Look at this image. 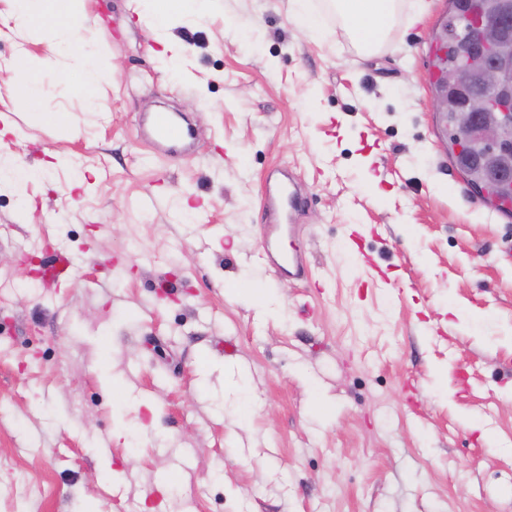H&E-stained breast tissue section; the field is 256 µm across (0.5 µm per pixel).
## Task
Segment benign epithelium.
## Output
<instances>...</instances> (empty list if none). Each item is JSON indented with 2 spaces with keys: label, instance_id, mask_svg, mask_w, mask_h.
<instances>
[{
  "label": "benign epithelium",
  "instance_id": "1",
  "mask_svg": "<svg viewBox=\"0 0 512 512\" xmlns=\"http://www.w3.org/2000/svg\"><path fill=\"white\" fill-rule=\"evenodd\" d=\"M471 53L464 67L448 68V21L429 44L437 91L434 111H457L452 147L460 151L476 135L484 143L497 177L476 187L481 200L497 201L499 178L512 174V0H493L482 13L471 16Z\"/></svg>",
  "mask_w": 512,
  "mask_h": 512
}]
</instances>
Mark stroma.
I'll use <instances>...</instances> for the list:
<instances>
[{"instance_id":"stroma-1","label":"stroma","mask_w":512,"mask_h":512,"mask_svg":"<svg viewBox=\"0 0 512 512\" xmlns=\"http://www.w3.org/2000/svg\"><path fill=\"white\" fill-rule=\"evenodd\" d=\"M293 0H84L110 60L0 0V512H512V215L476 198L432 108L448 0H402L383 45ZM179 51V74L159 52ZM41 64L42 114L17 111ZM195 153L153 147L157 106ZM65 111L78 131L49 121ZM304 195L297 277L258 259L271 185ZM73 283L29 273L56 250ZM146 12L141 15L146 23L155 29L164 28L169 20L184 8L187 0H144ZM295 21L301 29L307 31L318 32L323 29L322 15L311 9L308 5V1L297 0ZM81 58L80 81L75 85L74 91L92 108L98 112H105L107 104L98 95V90L103 84L112 82V64L105 63L92 54H82ZM26 60L22 58L24 76L15 85L13 100L18 110L37 112L50 89L39 80L40 66ZM44 174L42 166L17 168L13 164H0V182L12 184L18 189L25 183L40 179Z\"/></svg>"}]
</instances>
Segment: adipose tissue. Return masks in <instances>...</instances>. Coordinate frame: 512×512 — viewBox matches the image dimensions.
<instances>
[{
  "label": "adipose tissue",
  "mask_w": 512,
  "mask_h": 512,
  "mask_svg": "<svg viewBox=\"0 0 512 512\" xmlns=\"http://www.w3.org/2000/svg\"><path fill=\"white\" fill-rule=\"evenodd\" d=\"M81 0H10V13L21 28L44 29L50 35L73 43L79 34L90 31ZM330 7L339 27L367 55L375 53L388 36L401 8L400 0H331ZM23 76L15 85L13 100L17 109L38 111L50 89L39 79L40 67L27 62ZM112 80L111 64L97 56L82 57L80 81L74 91L97 111L107 109L99 96L100 87Z\"/></svg>",
  "instance_id": "adipose-tissue-1"
}]
</instances>
